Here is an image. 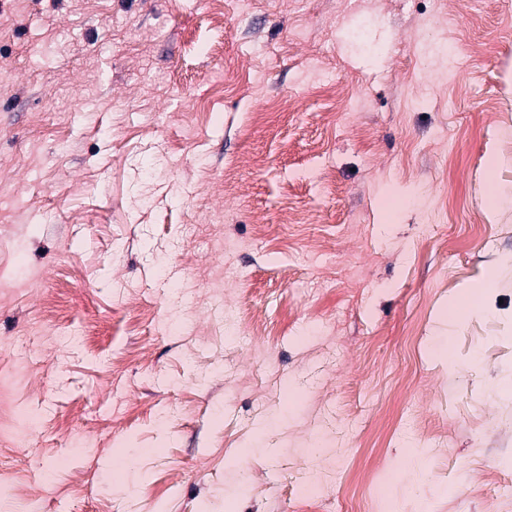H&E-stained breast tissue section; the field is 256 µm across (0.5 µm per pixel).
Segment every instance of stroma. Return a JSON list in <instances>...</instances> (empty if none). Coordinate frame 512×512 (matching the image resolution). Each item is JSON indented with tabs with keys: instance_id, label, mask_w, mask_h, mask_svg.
<instances>
[{
	"instance_id": "stroma-1",
	"label": "stroma",
	"mask_w": 512,
	"mask_h": 512,
	"mask_svg": "<svg viewBox=\"0 0 512 512\" xmlns=\"http://www.w3.org/2000/svg\"><path fill=\"white\" fill-rule=\"evenodd\" d=\"M357 2L224 0L217 28L209 0H0V371L30 348L34 419L0 512H366L387 465L386 512H485L512 462V0Z\"/></svg>"
}]
</instances>
